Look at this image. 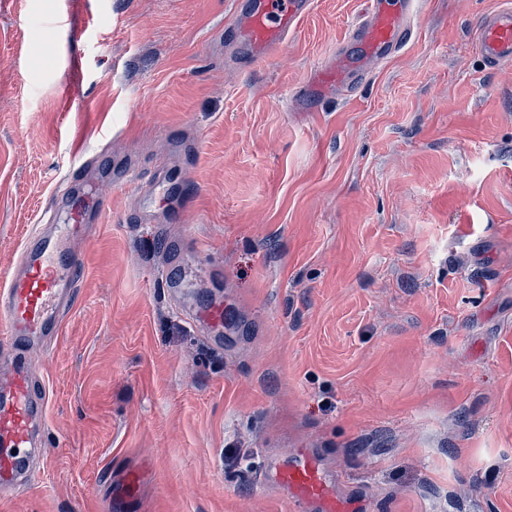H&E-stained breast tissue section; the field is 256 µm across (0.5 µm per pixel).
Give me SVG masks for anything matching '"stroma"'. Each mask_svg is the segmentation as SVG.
<instances>
[{
  "label": "stroma",
  "instance_id": "obj_1",
  "mask_svg": "<svg viewBox=\"0 0 512 512\" xmlns=\"http://www.w3.org/2000/svg\"><path fill=\"white\" fill-rule=\"evenodd\" d=\"M502 2L422 0L298 105L360 0L247 63L251 0H0V281L71 200L97 227L36 363L49 463L0 512H108L131 468L123 512H291L259 471L295 448L367 512H512V68L471 37ZM219 302L214 342L187 314ZM360 18L349 30V39L362 48L353 59L336 50V58L321 65L304 81L299 98L352 92L378 62L399 52L411 39L412 16L419 0H363Z\"/></svg>",
  "mask_w": 512,
  "mask_h": 512
}]
</instances>
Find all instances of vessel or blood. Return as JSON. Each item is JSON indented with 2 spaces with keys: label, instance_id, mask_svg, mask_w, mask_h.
<instances>
[{
  "label": "vessel or blood",
  "instance_id": "1",
  "mask_svg": "<svg viewBox=\"0 0 512 512\" xmlns=\"http://www.w3.org/2000/svg\"><path fill=\"white\" fill-rule=\"evenodd\" d=\"M360 18L349 31L362 48L359 58L337 54L304 81L300 99L350 92L376 63L399 52L412 35V16L420 0H363ZM311 8V0H252L233 21L239 56L258 60L273 56L288 33ZM477 45L490 69L512 63V6L486 16L477 29ZM75 224L70 237L48 239L30 233L21 249L17 271L0 283V491L32 485L35 463L43 458L41 429L48 398L38 390L33 355L47 351L63 333L72 285L81 261L70 239L88 234ZM201 328L213 332L224 321V307L213 304L192 314ZM285 492L295 512H365L364 504L337 494L333 479L314 451L302 448L262 476Z\"/></svg>",
  "mask_w": 512,
  "mask_h": 512
}]
</instances>
